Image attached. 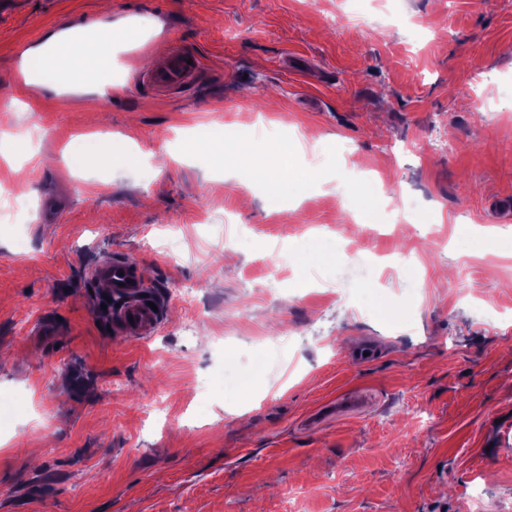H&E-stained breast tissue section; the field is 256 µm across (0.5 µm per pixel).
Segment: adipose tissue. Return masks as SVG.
I'll return each mask as SVG.
<instances>
[{
  "instance_id": "obj_1",
  "label": "adipose tissue",
  "mask_w": 512,
  "mask_h": 512,
  "mask_svg": "<svg viewBox=\"0 0 512 512\" xmlns=\"http://www.w3.org/2000/svg\"><path fill=\"white\" fill-rule=\"evenodd\" d=\"M159 28L155 20L141 17L106 27L88 26L76 33L61 30L43 45L26 49L21 69L27 82L42 87L59 90L82 84L90 77L104 86L109 82V59L115 49Z\"/></svg>"
}]
</instances>
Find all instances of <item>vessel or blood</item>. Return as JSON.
I'll use <instances>...</instances> for the list:
<instances>
[{
	"instance_id": "1",
	"label": "vessel or blood",
	"mask_w": 512,
	"mask_h": 512,
	"mask_svg": "<svg viewBox=\"0 0 512 512\" xmlns=\"http://www.w3.org/2000/svg\"><path fill=\"white\" fill-rule=\"evenodd\" d=\"M198 72V64L189 62L187 55L176 48L153 70L140 74L138 80L173 90L191 83ZM90 275L94 280L107 282L112 300L119 303L112 311L116 331L136 339H147L157 333L161 314L150 307L146 281L130 263L116 255L104 257L91 267Z\"/></svg>"
}]
</instances>
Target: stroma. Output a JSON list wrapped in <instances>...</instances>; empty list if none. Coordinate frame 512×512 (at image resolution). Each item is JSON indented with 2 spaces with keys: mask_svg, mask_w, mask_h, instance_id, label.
<instances>
[{
  "mask_svg": "<svg viewBox=\"0 0 512 512\" xmlns=\"http://www.w3.org/2000/svg\"><path fill=\"white\" fill-rule=\"evenodd\" d=\"M109 2L0 7V512H512V0ZM139 16L125 73L177 47L194 83L26 84L52 32ZM87 133L122 156L73 165ZM108 254L153 338L110 330ZM253 174L266 184L272 198L299 193L302 187L299 179L287 177L280 170H274L263 164L255 165ZM90 275L94 280L107 282L112 300L119 302V308L112 309V326L116 331L136 339H147L157 333L162 308L148 295L144 277L130 263L117 255L104 257L91 267ZM119 282L124 286H119ZM148 302L154 303L157 311ZM129 317H133V322Z\"/></svg>",
  "mask_w": 512,
  "mask_h": 512,
  "instance_id": "1",
  "label": "stroma"
}]
</instances>
